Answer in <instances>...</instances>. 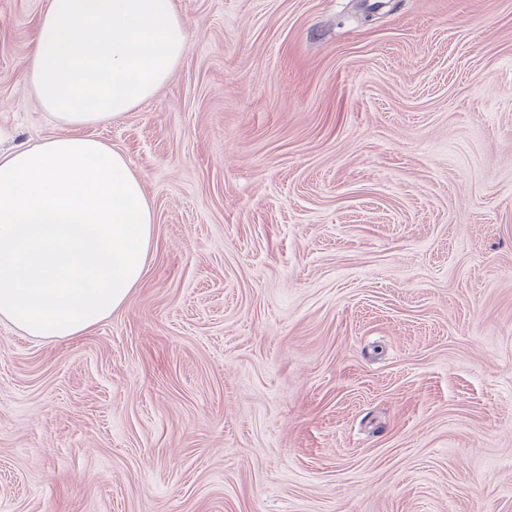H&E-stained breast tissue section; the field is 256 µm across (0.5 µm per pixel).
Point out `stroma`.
<instances>
[{
    "label": "stroma",
    "instance_id": "stroma-1",
    "mask_svg": "<svg viewBox=\"0 0 512 512\" xmlns=\"http://www.w3.org/2000/svg\"><path fill=\"white\" fill-rule=\"evenodd\" d=\"M49 0H0V129ZM80 128L154 213L128 303L0 321V512H512V0H174Z\"/></svg>",
    "mask_w": 512,
    "mask_h": 512
}]
</instances>
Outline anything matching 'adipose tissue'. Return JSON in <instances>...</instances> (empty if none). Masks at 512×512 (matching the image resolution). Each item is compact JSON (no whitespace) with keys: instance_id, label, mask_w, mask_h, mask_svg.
<instances>
[{"instance_id":"obj_1","label":"adipose tissue","mask_w":512,"mask_h":512,"mask_svg":"<svg viewBox=\"0 0 512 512\" xmlns=\"http://www.w3.org/2000/svg\"><path fill=\"white\" fill-rule=\"evenodd\" d=\"M187 40L174 0H49L25 76L65 131L0 150V319L67 339L129 300L152 210L124 156L77 129L152 98Z\"/></svg>"}]
</instances>
